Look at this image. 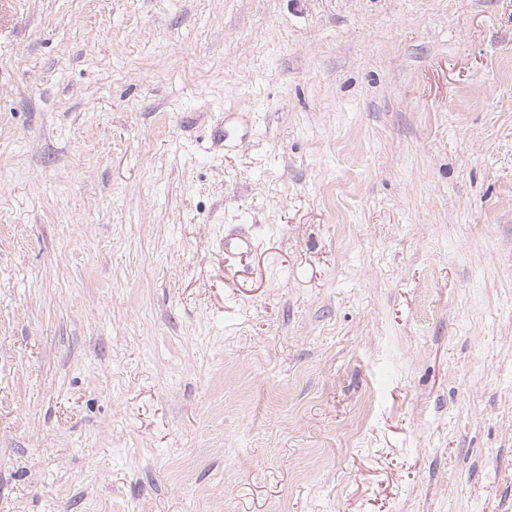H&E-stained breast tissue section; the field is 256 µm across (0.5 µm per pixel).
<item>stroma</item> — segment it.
<instances>
[{
  "instance_id": "obj_1",
  "label": "stroma",
  "mask_w": 512,
  "mask_h": 512,
  "mask_svg": "<svg viewBox=\"0 0 512 512\" xmlns=\"http://www.w3.org/2000/svg\"><path fill=\"white\" fill-rule=\"evenodd\" d=\"M0 512H512V0H0ZM256 239L245 224H229L224 230V253L243 257L254 251Z\"/></svg>"
}]
</instances>
